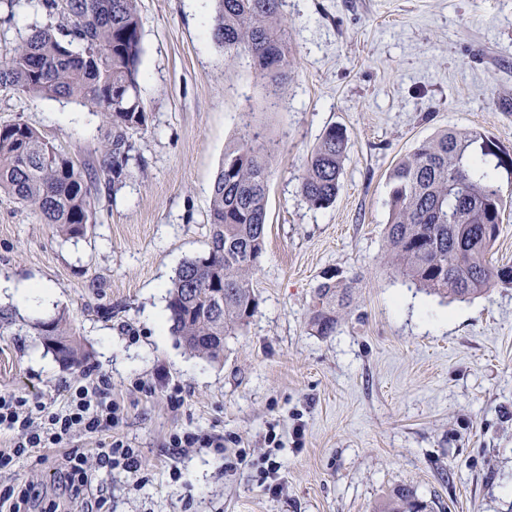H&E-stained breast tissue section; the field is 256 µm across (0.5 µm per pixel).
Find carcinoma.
Returning <instances> with one entry per match:
<instances>
[{"instance_id":"carcinoma-1","label":"carcinoma","mask_w":512,"mask_h":512,"mask_svg":"<svg viewBox=\"0 0 512 512\" xmlns=\"http://www.w3.org/2000/svg\"><path fill=\"white\" fill-rule=\"evenodd\" d=\"M211 35L230 56H246L278 95L295 58L280 18V0H214ZM45 18L27 21L21 8ZM17 38L0 53V87L22 96L72 99L104 116L100 142L104 182L78 166L19 119L0 125V191L38 214L65 237L85 235L95 222V196L130 175L135 133L149 115L139 89L143 21L137 0H0ZM348 148L346 129L327 127L300 181L310 207L325 209L338 195ZM274 144L244 136L224 152L208 208L205 255L184 262L168 291L171 332L192 352L224 357L227 338L258 307L251 276L264 252L268 179ZM138 161V160H136ZM145 167L144 160L138 161ZM512 177V154L485 133L448 129L421 141L390 172L388 249L399 271L433 293L466 300L495 281L512 283V265L487 255L507 208L499 174ZM352 287L332 274L314 291L311 330L336 332ZM64 366L89 358L80 336L59 315L31 324ZM414 489L394 487L375 512H426Z\"/></svg>"}]
</instances>
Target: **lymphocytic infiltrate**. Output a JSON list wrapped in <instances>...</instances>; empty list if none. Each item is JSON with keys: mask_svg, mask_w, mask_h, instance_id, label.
I'll use <instances>...</instances> for the list:
<instances>
[{"mask_svg": "<svg viewBox=\"0 0 512 512\" xmlns=\"http://www.w3.org/2000/svg\"><path fill=\"white\" fill-rule=\"evenodd\" d=\"M124 417L123 405L113 399L109 378L103 374L86 373L75 383L66 385L62 407L53 409L26 394L0 392V430L13 432L9 449H0V473L12 471L20 459L40 448H62V478L73 497H80L95 476L88 469L87 458L79 449L70 447L75 434H99L116 428ZM101 467L122 469L135 477L137 483L149 480L137 449L120 437L110 438L96 450Z\"/></svg>", "mask_w": 512, "mask_h": 512, "instance_id": "f902f5d3", "label": "lymphocytic infiltrate"}]
</instances>
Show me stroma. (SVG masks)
<instances>
[{"label":"stroma","instance_id":"obj_1","mask_svg":"<svg viewBox=\"0 0 512 512\" xmlns=\"http://www.w3.org/2000/svg\"><path fill=\"white\" fill-rule=\"evenodd\" d=\"M137 6L149 123L133 142L145 169L96 200L79 238L0 193V280L53 289L42 305L0 290L18 322L0 333V390L63 401L85 369L58 363L31 325L66 315L90 348L87 369L124 402L116 432L150 474L139 485L102 472L111 512H373L398 485L433 512H512V284L465 301L427 293L385 241L389 173L419 142L477 129L512 152V0H282L296 64L276 99L247 58L213 41L212 0ZM19 119L99 170L101 115L0 88V124ZM331 124L349 138L341 188L314 209L300 179ZM249 128L276 145L259 306L213 362L171 334L168 287L207 252L213 176ZM331 273L355 293L319 336L312 300ZM140 380L159 387L145 393ZM176 431L223 435L224 453L170 448ZM241 449L246 462L225 469ZM63 456L40 449L0 488L33 486V512H83L59 486ZM268 458L281 464L275 494L260 483Z\"/></svg>","mask_w":512,"mask_h":512}]
</instances>
